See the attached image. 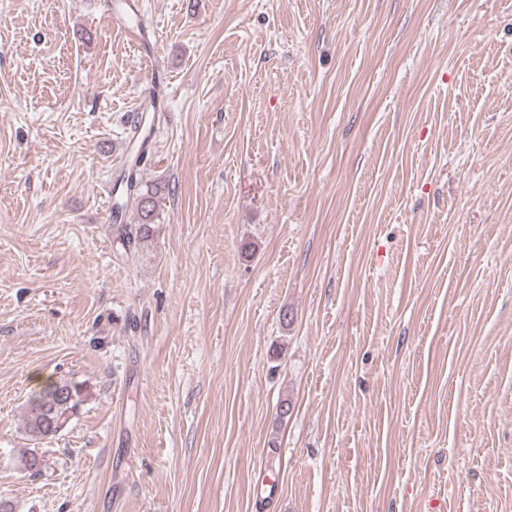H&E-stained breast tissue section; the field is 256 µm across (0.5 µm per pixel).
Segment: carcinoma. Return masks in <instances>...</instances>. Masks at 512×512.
I'll use <instances>...</instances> for the list:
<instances>
[{
  "label": "carcinoma",
  "instance_id": "obj_1",
  "mask_svg": "<svg viewBox=\"0 0 512 512\" xmlns=\"http://www.w3.org/2000/svg\"><path fill=\"white\" fill-rule=\"evenodd\" d=\"M140 160L141 156H136L128 174L113 189V221L117 222V239L125 250L133 253L148 247L153 241L162 218L160 202L166 189V185L160 182H145L136 177L135 166L140 164ZM131 201L136 206L137 223H118ZM79 395L76 386L67 380L45 382L33 393L22 418L24 432L35 440L58 435L77 411Z\"/></svg>",
  "mask_w": 512,
  "mask_h": 512
}]
</instances>
